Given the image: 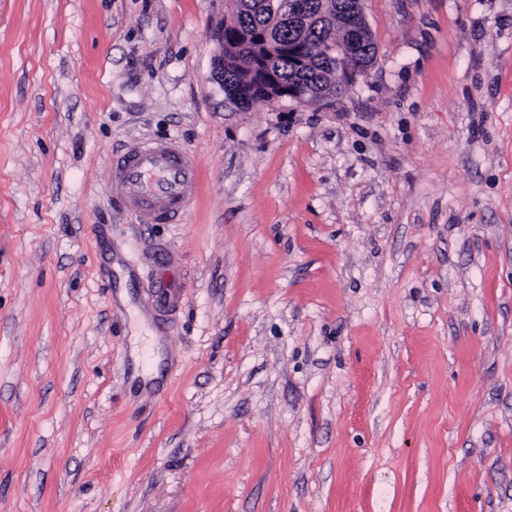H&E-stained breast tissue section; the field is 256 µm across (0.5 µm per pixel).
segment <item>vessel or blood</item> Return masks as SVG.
<instances>
[{
	"instance_id": "obj_1",
	"label": "vessel or blood",
	"mask_w": 512,
	"mask_h": 512,
	"mask_svg": "<svg viewBox=\"0 0 512 512\" xmlns=\"http://www.w3.org/2000/svg\"><path fill=\"white\" fill-rule=\"evenodd\" d=\"M111 167L127 207L146 224L178 223L195 193L196 159L173 141L131 144Z\"/></svg>"
}]
</instances>
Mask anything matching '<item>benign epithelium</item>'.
I'll return each mask as SVG.
<instances>
[{
  "instance_id": "obj_1",
  "label": "benign epithelium",
  "mask_w": 512,
  "mask_h": 512,
  "mask_svg": "<svg viewBox=\"0 0 512 512\" xmlns=\"http://www.w3.org/2000/svg\"><path fill=\"white\" fill-rule=\"evenodd\" d=\"M267 6L271 10L273 20H286L288 25L299 33H305L310 19L302 0H269ZM330 21L345 34V38L329 45L327 54L335 59L336 74L346 80L357 74L352 61L360 54L361 49L371 36L364 12V0H349L345 7L330 17ZM235 24H237V19L233 14L220 18L216 23L213 37L218 43V49L211 57L210 80L219 89H227V101L239 107L241 106V89L232 86L224 87V50L227 49L237 56L250 55L253 71L259 73L263 78H268L276 72L281 44L275 32L269 27L253 39L247 37L226 46L224 45V28ZM260 42L265 45V51L261 53L256 49V44ZM329 96L330 93L325 91L319 94H310L296 86L278 94L277 98L317 103Z\"/></svg>"
}]
</instances>
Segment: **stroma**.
Returning <instances> with one entry per match:
<instances>
[{
	"instance_id": "obj_1",
	"label": "stroma",
	"mask_w": 512,
	"mask_h": 512,
	"mask_svg": "<svg viewBox=\"0 0 512 512\" xmlns=\"http://www.w3.org/2000/svg\"><path fill=\"white\" fill-rule=\"evenodd\" d=\"M364 7L340 95L239 112L231 0H0V512H512V0ZM236 24L237 19L233 14V11L230 13V15H226L225 18L224 14H222L216 23L213 37L214 40L218 43V49L211 57L209 79L212 83L216 84L223 93L226 92L227 79L232 82H242L249 79L250 82L248 90L250 92V97L248 101L242 103L241 88L232 87L230 85L228 86L226 97L227 101L238 109L242 103L243 108L241 110L246 112L251 108L253 103L257 101H267V96L269 94L265 91L261 84L254 80V78L249 77L251 72V65L247 59L241 57L235 59L232 57H227L226 55L224 56V26L228 27ZM125 204L145 224H176L196 188V159L174 141L138 142L112 156Z\"/></svg>"
}]
</instances>
